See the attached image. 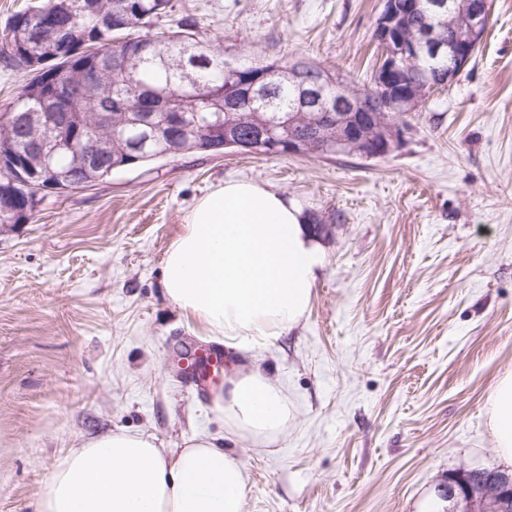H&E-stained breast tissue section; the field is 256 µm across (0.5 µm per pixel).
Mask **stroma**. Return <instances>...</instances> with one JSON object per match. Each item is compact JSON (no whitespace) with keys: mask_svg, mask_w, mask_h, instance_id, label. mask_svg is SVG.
Returning <instances> with one entry per match:
<instances>
[{"mask_svg":"<svg viewBox=\"0 0 512 512\" xmlns=\"http://www.w3.org/2000/svg\"><path fill=\"white\" fill-rule=\"evenodd\" d=\"M236 64L308 62L370 84L383 0H171ZM475 57L408 113L387 154L167 157L38 196L0 226V512H34L75 440L147 431L165 448L225 426L182 376L209 346L159 277L199 198L233 179L295 201L324 264L286 336L240 353L292 416L246 444L244 512H445L449 473L499 468L487 427L512 375V0Z\"/></svg>","mask_w":512,"mask_h":512,"instance_id":"1","label":"stroma"}]
</instances>
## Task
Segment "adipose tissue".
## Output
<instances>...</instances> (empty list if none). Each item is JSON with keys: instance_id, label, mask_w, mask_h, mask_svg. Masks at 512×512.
<instances>
[{"instance_id": "obj_1", "label": "adipose tissue", "mask_w": 512, "mask_h": 512, "mask_svg": "<svg viewBox=\"0 0 512 512\" xmlns=\"http://www.w3.org/2000/svg\"><path fill=\"white\" fill-rule=\"evenodd\" d=\"M323 253L300 207L255 180H227L192 208L161 267L168 301L205 335L240 352L288 332L306 314ZM211 411L241 438L268 440L288 426L281 384L244 364ZM488 427L512 464V375L494 385ZM245 466L220 434L164 448L146 431L81 441L45 482L36 512H243Z\"/></svg>"}]
</instances>
